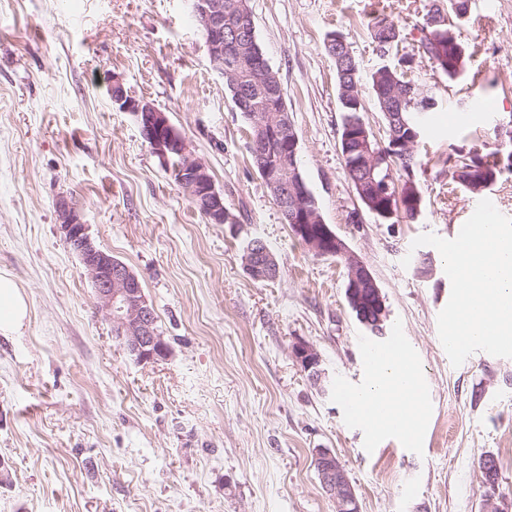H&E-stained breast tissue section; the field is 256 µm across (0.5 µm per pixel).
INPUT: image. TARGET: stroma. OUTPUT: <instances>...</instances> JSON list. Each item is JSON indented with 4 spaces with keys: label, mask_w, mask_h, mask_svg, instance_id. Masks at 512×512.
I'll return each mask as SVG.
<instances>
[{
    "label": "stroma",
    "mask_w": 512,
    "mask_h": 512,
    "mask_svg": "<svg viewBox=\"0 0 512 512\" xmlns=\"http://www.w3.org/2000/svg\"><path fill=\"white\" fill-rule=\"evenodd\" d=\"M0 0V272L29 320L0 336V512H336L313 464L330 450L360 512H483L481 457L512 506V359L478 351L452 366L437 317L451 284L424 233L450 238L480 199L512 218V170L484 193L454 183L448 156L512 150V0H468L456 33L465 75L451 82L420 49L432 0H248L299 141V167L325 224L368 265L385 336L402 337L425 418L417 443L369 436L337 399L361 388L370 334L346 298V269L283 224L249 153L248 125L212 65L190 0ZM400 30L410 77L436 94L421 124L417 219L382 222L344 171L343 114L324 47L340 33L362 75L382 63L370 36ZM165 112L203 162L232 224L205 220L162 166L113 78ZM473 120L460 124L456 113ZM80 210L101 249L139 278L168 344L137 363L99 308L58 226ZM270 247L279 275L253 280L243 249ZM320 353L317 386L295 362Z\"/></svg>",
    "instance_id": "35a3bbf8"
}]
</instances>
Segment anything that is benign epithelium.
Returning <instances> with one entry per match:
<instances>
[{
  "mask_svg": "<svg viewBox=\"0 0 512 512\" xmlns=\"http://www.w3.org/2000/svg\"><path fill=\"white\" fill-rule=\"evenodd\" d=\"M193 14L200 22V33L216 70L224 72V50L227 44L224 25V0H192ZM230 26L235 42H249L252 15L246 8L234 15ZM438 14L431 15L429 27L440 55L463 56V48L450 29L442 28ZM238 106L246 112L252 128L249 148L258 160V171L270 195L278 204L282 223L318 256H336L344 260L347 269L346 295L358 321L375 333H382L388 310L381 290L367 264L336 233L325 224L319 210L303 202L308 187L295 177L299 155L298 137L291 115L285 104L260 114L248 107L246 88L238 85ZM412 82L393 88L386 98L394 105H402L414 95ZM112 103L122 112L130 113L138 124L144 140L164 165L171 157L180 162L176 168L179 189L192 200L213 224L232 222L224 207V193L216 189L206 166L194 158L182 134L170 123L166 114L151 103L137 99L125 91L119 78L112 80ZM416 138L400 139L393 135L389 146L376 148L374 134L364 121H353L346 126L342 138L344 156H357L353 176L360 200L372 206V212L385 219L395 216L388 183L375 180L374 170L391 158H407L413 154ZM405 196L414 215H419L422 195L414 178L406 179ZM60 229L78 256L95 290L98 305L110 320L128 353L140 363L154 362L167 355L168 345L156 328L155 309L143 292L137 275L112 254L100 249L88 234L81 213L62 199L57 203ZM244 266L252 278L274 279L279 266L258 242L244 249ZM293 355L309 379L319 384L324 377L321 356L307 343L293 348ZM318 474L323 489L334 499L347 503L357 501L354 489L338 459L326 448L315 453Z\"/></svg>",
  "mask_w": 512,
  "mask_h": 512,
  "instance_id": "1",
  "label": "benign epithelium"
}]
</instances>
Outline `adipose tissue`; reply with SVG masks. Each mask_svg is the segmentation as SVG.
Masks as SVG:
<instances>
[{
	"mask_svg": "<svg viewBox=\"0 0 512 512\" xmlns=\"http://www.w3.org/2000/svg\"><path fill=\"white\" fill-rule=\"evenodd\" d=\"M29 313L23 290L11 276L0 274V335L18 333ZM416 393L415 368L407 362L387 363L361 390L360 414L369 421H376L379 418L376 406L386 403L391 405L402 431L417 433L420 415L413 405Z\"/></svg>",
	"mask_w": 512,
	"mask_h": 512,
	"instance_id": "1",
	"label": "adipose tissue"
}]
</instances>
